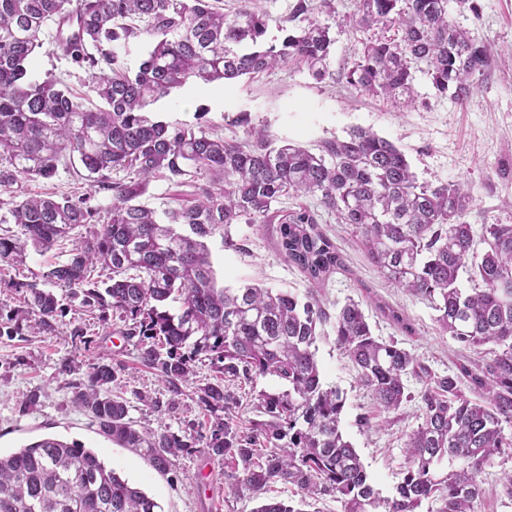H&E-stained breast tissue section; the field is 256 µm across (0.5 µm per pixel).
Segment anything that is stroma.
<instances>
[{"instance_id": "stroma-1", "label": "stroma", "mask_w": 512, "mask_h": 512, "mask_svg": "<svg viewBox=\"0 0 512 512\" xmlns=\"http://www.w3.org/2000/svg\"><path fill=\"white\" fill-rule=\"evenodd\" d=\"M477 4V12L462 13L452 2L448 19L463 25L499 61L462 102L437 95L428 76L420 72L414 80L418 99L410 106L348 87L344 74L361 49L357 36L344 23L355 9V0H335V14L319 16L335 37L328 60L330 78L318 82L306 67L291 65L227 83L190 81L150 104L148 110L172 123L216 130L230 141L246 140L251 128L263 127L276 142L312 149L345 138L351 129H368L397 145L420 180L468 185L472 198L464 216L467 223L512 224V63L505 60L512 52V0H477ZM55 35V24H48L44 45L29 65L30 76L38 81L51 75L61 77L74 90L83 91L88 75L54 53ZM17 193L84 194L89 205L102 214L112 205L110 192L92 191L81 173L71 169L59 170L49 182L19 178L13 192H0V213L10 207ZM194 197L192 184L155 178L140 201L160 213L191 203ZM320 226L341 250L347 272L333 274L320 287H312L281 254L277 224L243 222L232 225L230 242L218 236L209 241L218 283L235 288L253 282L301 297L313 293L332 314L347 301H357L375 336L397 340L440 373L459 360L485 357V349H467L441 335L429 303L388 283L334 214L322 213ZM383 305L407 317L414 328L412 335H404L382 316L379 308ZM78 324L86 331V342H73L69 335ZM119 326L118 319L101 320L99 311L68 301L56 321L55 334L35 335L24 327L13 337H0V453L48 436L76 440L94 450L122 479L154 498L163 512H252L255 501L225 497L224 464L207 449H186L171 470L162 474L139 453L104 438L92 418L73 407L71 380L86 377L90 365L106 364L117 374L113 393L132 400L129 415L137 425L180 435L190 424L210 422L209 412L195 394L196 386L212 379L208 363H196L192 384L171 396L156 371L138 365L137 351L118 335ZM317 346L324 382L340 389L346 398L340 424L344 439L361 457L375 489L382 496L393 495L404 467L406 435L417 425L414 405H407L405 420L386 427H360L358 415L376 412L377 406L359 387L356 369L337 347L332 324L322 327ZM33 390L39 392L40 404L29 411L25 401ZM138 391L158 397L161 409L136 402ZM510 470L511 449L479 474L483 489L479 512H512V497L503 479Z\"/></svg>"}]
</instances>
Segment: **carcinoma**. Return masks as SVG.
<instances>
[{"label":"carcinoma","mask_w":512,"mask_h":512,"mask_svg":"<svg viewBox=\"0 0 512 512\" xmlns=\"http://www.w3.org/2000/svg\"><path fill=\"white\" fill-rule=\"evenodd\" d=\"M244 2L226 14L210 0H0V191H11L20 176L48 181L59 167L79 163L91 186L112 193L101 223L83 196L12 201L0 215L11 225L0 234V271L21 265L29 246L46 252L69 240L72 248L43 273L49 287L5 286L24 293L22 319L35 332L52 330L61 312L55 287L104 321L117 317L138 361L175 394L195 376L196 361H208L214 381L196 394L214 421L182 436L137 428L130 401L112 394L116 374L107 365L71 385L73 405L100 434L160 473L200 442L224 460L228 493L262 500L253 512H310L322 496L336 497L343 512H417L430 499L439 502L436 512H478L479 473L512 448L503 427L512 424V224L482 225L485 249L477 254L474 229L463 221L471 189L419 181L404 152L370 130L356 128L316 153L281 145L264 128L229 142L147 112L190 80L231 81L291 64L317 81L330 76L335 39L311 14L335 12L334 0H296L278 22V45L265 42L271 17ZM301 19L307 25L288 27ZM49 21L62 54L89 72L80 94L56 78H28ZM346 25L361 43L346 83L368 95L413 102L414 67L422 64L439 94L460 100L493 64L485 45L448 20V0H356ZM141 34L151 46L132 73L118 50ZM120 169L131 177L112 180ZM187 176L203 184L193 202L165 212L167 221L137 203L152 179ZM286 196L311 198L336 214L385 278L429 301L444 335L488 347L482 362L436 373L397 341L375 337L358 302L348 300L336 314V344L383 413L381 423L405 419V406L417 403L418 424L407 434L403 477L391 497L374 489L340 431L346 399L324 384L316 358L320 330L331 320L322 302L251 284L217 287L207 240L228 238L243 219H279L281 253L315 285L345 269L317 207L301 203L278 215L274 205ZM98 265L111 271L108 280L93 277ZM463 269L474 283L469 291L458 286ZM267 376L286 389L258 392L260 419L248 430L217 415L238 404L226 383ZM410 379L421 390L410 391ZM466 381L481 400L465 394ZM444 458L457 466L439 474L435 465ZM277 483L296 487L299 499L267 496ZM0 512H160V505L94 451L45 438L0 454Z\"/></svg>","instance_id":"cac0c4a2"}]
</instances>
